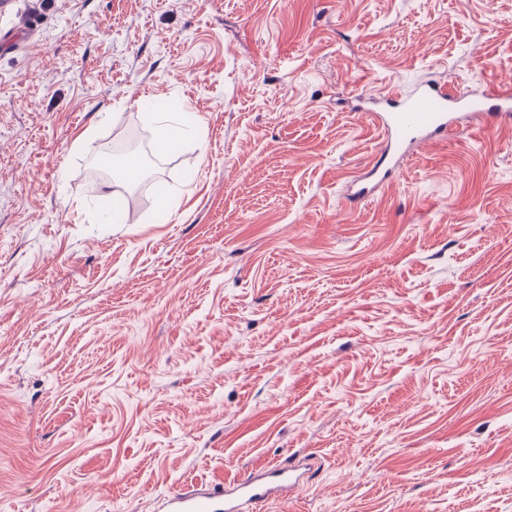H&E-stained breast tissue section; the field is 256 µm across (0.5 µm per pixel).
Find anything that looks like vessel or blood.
<instances>
[{"mask_svg": "<svg viewBox=\"0 0 512 512\" xmlns=\"http://www.w3.org/2000/svg\"><path fill=\"white\" fill-rule=\"evenodd\" d=\"M380 103L370 117L382 134L381 154L371 170L381 183L404 155L447 139L465 122L484 127L512 122V89L508 87L491 86L478 94L452 82L423 81L409 97L388 93ZM297 486L288 470L270 465L261 474L237 479L227 488L180 487L166 495L162 505L165 512H241L243 506H261L276 493Z\"/></svg>", "mask_w": 512, "mask_h": 512, "instance_id": "vessel-or-blood-1", "label": "vessel or blood"}]
</instances>
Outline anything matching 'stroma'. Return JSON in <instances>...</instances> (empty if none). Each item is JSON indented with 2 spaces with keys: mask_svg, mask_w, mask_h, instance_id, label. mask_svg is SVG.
I'll use <instances>...</instances> for the list:
<instances>
[{
  "mask_svg": "<svg viewBox=\"0 0 512 512\" xmlns=\"http://www.w3.org/2000/svg\"><path fill=\"white\" fill-rule=\"evenodd\" d=\"M448 78L512 82V0H0V512L292 454L259 512H512V125L350 201L354 95ZM151 100L158 186L90 178ZM189 133L186 130H180L168 122L160 121L155 137V149L158 153H167L174 145L187 140Z\"/></svg>",
  "mask_w": 512,
  "mask_h": 512,
  "instance_id": "35a3bbf8",
  "label": "stroma"
}]
</instances>
